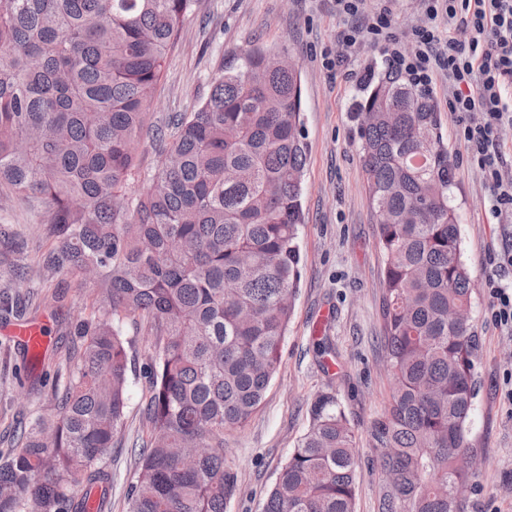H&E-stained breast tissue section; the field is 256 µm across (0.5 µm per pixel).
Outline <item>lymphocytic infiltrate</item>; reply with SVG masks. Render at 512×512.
Returning <instances> with one entry per match:
<instances>
[{
  "instance_id": "lymphocytic-infiltrate-1",
  "label": "lymphocytic infiltrate",
  "mask_w": 512,
  "mask_h": 512,
  "mask_svg": "<svg viewBox=\"0 0 512 512\" xmlns=\"http://www.w3.org/2000/svg\"><path fill=\"white\" fill-rule=\"evenodd\" d=\"M364 2L335 0L338 13L364 18L342 33L344 49L380 45L388 66L421 90L447 76L452 108L463 119L460 137L490 189L491 210L498 216L512 212V181L500 176L499 142L502 126L512 124V101L504 95L512 87V0H422L427 23L411 29L410 53L392 31L389 10L366 16ZM474 112L480 115L475 122L469 119Z\"/></svg>"
}]
</instances>
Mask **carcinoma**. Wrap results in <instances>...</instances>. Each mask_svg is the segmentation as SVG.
Listing matches in <instances>:
<instances>
[{"instance_id": "1", "label": "carcinoma", "mask_w": 512, "mask_h": 512, "mask_svg": "<svg viewBox=\"0 0 512 512\" xmlns=\"http://www.w3.org/2000/svg\"><path fill=\"white\" fill-rule=\"evenodd\" d=\"M193 0H0V194L44 206L50 246L38 265L86 277L98 300L66 358L51 417L37 414L21 446L0 456V512H84L107 486L96 463L127 408L123 326L154 337L147 436L129 512H224L237 474L224 431L243 427L280 365L301 278L299 229L307 143L299 69L270 52L235 54L208 96L152 125L153 94ZM361 162L384 256V362L394 380L373 423V468L389 477L376 512H463L478 470L471 450L477 395L471 307L452 205L454 175L430 94L389 69L353 104ZM159 160L141 173L132 144ZM143 179L140 192L131 185ZM361 459L332 396L311 423L261 512H355Z\"/></svg>"}]
</instances>
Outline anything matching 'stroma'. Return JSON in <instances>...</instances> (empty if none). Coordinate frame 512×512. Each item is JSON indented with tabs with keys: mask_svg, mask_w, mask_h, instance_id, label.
I'll use <instances>...</instances> for the list:
<instances>
[{
	"mask_svg": "<svg viewBox=\"0 0 512 512\" xmlns=\"http://www.w3.org/2000/svg\"><path fill=\"white\" fill-rule=\"evenodd\" d=\"M350 24L337 13L334 0H195L154 96L152 120L167 132L173 115L191 111L208 95L213 78L235 52L259 44L291 55L301 70L308 154L300 288L280 366L262 405L243 428L224 435V456L238 476L225 512H260L309 426L312 402L323 393L334 395L344 410L364 462L356 512H375L383 484L369 462L376 447L372 425L387 407L392 387L380 346L384 264L352 117L366 66L378 71L382 65L377 48L367 43L353 49L341 66L323 65L324 58L340 52L339 34ZM429 94L448 146L461 256L474 283L470 317L478 339L479 384L468 439L483 465L464 512H512V403L504 397L512 379V330L496 324L491 292L492 284L512 285V266L493 261L512 245V216L496 217L490 210L489 188L458 136L447 78L438 77ZM0 224L13 225L25 242L20 254L0 244V293L26 307L49 337L45 354L26 353L12 333L15 320H0V452L6 453L14 448L10 432L17 421L34 412L53 414L56 389L64 381L62 363L80 342L71 329L88 315L95 284L62 273L49 276L43 287L16 284L11 277L16 265L27 264L32 276L40 274L38 259L47 247L44 215L0 197ZM323 333L336 352L327 370L316 354L315 340ZM124 336L130 342L128 407L120 433L99 461L112 474L105 512H128V490L137 473L135 449L146 432L142 407L153 339L130 328Z\"/></svg>",
	"mask_w": 512,
	"mask_h": 512,
	"instance_id": "stroma-1",
	"label": "stroma"
}]
</instances>
